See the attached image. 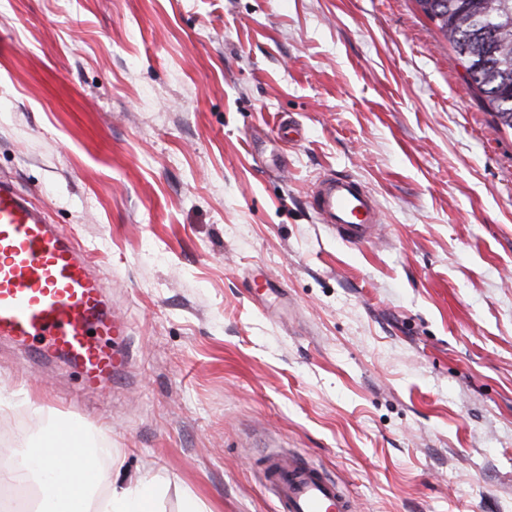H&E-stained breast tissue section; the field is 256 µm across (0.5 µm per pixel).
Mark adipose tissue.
<instances>
[{
  "label": "adipose tissue",
  "instance_id": "obj_1",
  "mask_svg": "<svg viewBox=\"0 0 512 512\" xmlns=\"http://www.w3.org/2000/svg\"><path fill=\"white\" fill-rule=\"evenodd\" d=\"M41 453L22 450L13 466L0 468V485L39 486L31 512H155L162 491L160 474L149 473L138 482L113 488L102 499H94L91 474L96 473L99 451L83 448L61 431L49 430Z\"/></svg>",
  "mask_w": 512,
  "mask_h": 512
}]
</instances>
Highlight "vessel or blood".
Here are the masks:
<instances>
[{"label":"vessel or blood","instance_id":"obj_1","mask_svg":"<svg viewBox=\"0 0 512 512\" xmlns=\"http://www.w3.org/2000/svg\"><path fill=\"white\" fill-rule=\"evenodd\" d=\"M310 206L348 243L379 235L375 197L347 175L329 173ZM39 358L62 357L93 390L123 380L132 357L125 321L112 312L106 286L72 238L51 224L11 181L0 178V337ZM265 479L278 512H352L342 486L302 457L269 459Z\"/></svg>","mask_w":512,"mask_h":512}]
</instances>
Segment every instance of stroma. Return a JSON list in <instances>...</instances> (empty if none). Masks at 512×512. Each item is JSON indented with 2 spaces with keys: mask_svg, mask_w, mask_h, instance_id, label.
I'll return each instance as SVG.
<instances>
[{
  "mask_svg": "<svg viewBox=\"0 0 512 512\" xmlns=\"http://www.w3.org/2000/svg\"><path fill=\"white\" fill-rule=\"evenodd\" d=\"M328 172L380 240L319 223ZM0 176L136 348L86 392L0 338V463L76 411L160 512H276L288 453L353 512H512V130L415 0H0ZM310 207L350 244L369 243L381 231L377 200L348 175H324L312 190Z\"/></svg>",
  "mask_w": 512,
  "mask_h": 512,
  "instance_id": "stroma-1",
  "label": "stroma"
}]
</instances>
